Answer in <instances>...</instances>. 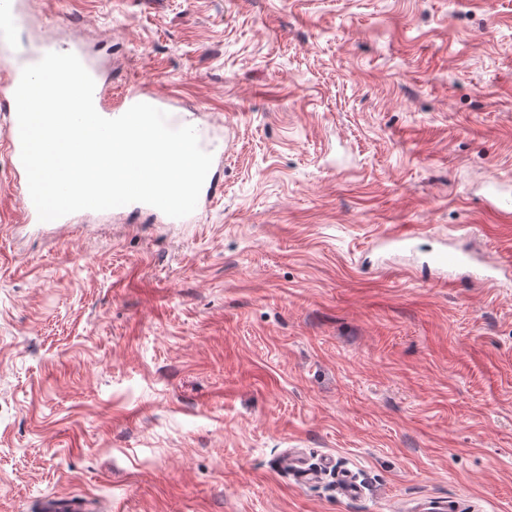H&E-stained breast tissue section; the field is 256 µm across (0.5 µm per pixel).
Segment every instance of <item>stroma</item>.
<instances>
[{"mask_svg": "<svg viewBox=\"0 0 512 512\" xmlns=\"http://www.w3.org/2000/svg\"><path fill=\"white\" fill-rule=\"evenodd\" d=\"M219 125L197 224L22 223L0 154V512H512V0H37ZM417 231L407 248L377 237ZM295 449L332 456L300 486ZM433 265L439 275H442V277H438V280L441 282L444 280V283L447 282L445 274H447L448 269L457 268L459 266L472 267L477 279L486 284L493 285L499 283V280L494 273L499 269V266H484L481 264L480 260L473 255H468L463 258L453 254H448V252H441L433 259ZM281 467L287 469L296 482L300 484H313L320 482L325 476L335 473V460L333 457H324L315 465H309L296 451L289 450L283 455ZM39 510L40 512H90L92 509L88 499L50 495L41 501ZM468 500L459 497H438L425 495L419 497L413 508L398 509V511H416V512H464L471 510L464 507Z\"/></svg>", "mask_w": 512, "mask_h": 512, "instance_id": "stroma-1", "label": "stroma"}]
</instances>
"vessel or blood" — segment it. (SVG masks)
<instances>
[{"mask_svg": "<svg viewBox=\"0 0 512 512\" xmlns=\"http://www.w3.org/2000/svg\"><path fill=\"white\" fill-rule=\"evenodd\" d=\"M23 13L22 0H0L1 42H13L19 19ZM52 51L71 52L79 57L95 81L94 105L101 116L113 119L121 116L136 103H148L168 113V123L171 127L195 126L201 148L209 149L212 129L208 124L199 121L196 111L175 108L170 98L146 92L133 79L129 80L126 89L116 103H109V93L103 74L81 41L74 39L67 43H61L51 37L44 38L29 50L15 52L11 62L0 68V151L7 153L12 170L19 180L17 196L20 202V213L25 222L35 224L38 223L39 218L30 198L26 172L20 160L21 146L14 92L23 67L38 62L44 54ZM222 160L221 154H214V165L211 167L201 191L199 207H206L207 203L216 199L221 192L222 184L218 165ZM433 265L436 271L442 275L447 274L449 269L463 265L469 266L473 268L478 280L492 285L497 282L493 268L482 265L480 260L472 255L459 257L442 252L435 256ZM281 466L287 469L298 483H317L325 476L332 474L336 477V489L342 497L351 499L358 497L361 493V486L354 474L348 471H336L333 458H321L316 465L312 466L307 464L296 451L291 450L283 455ZM414 509L415 512H465V501L459 497L425 495L416 500ZM39 510L40 512H91L88 499L57 495L45 497L39 505Z\"/></svg>", "mask_w": 512, "mask_h": 512, "instance_id": "vessel-or-blood-1", "label": "vessel or blood"}]
</instances>
